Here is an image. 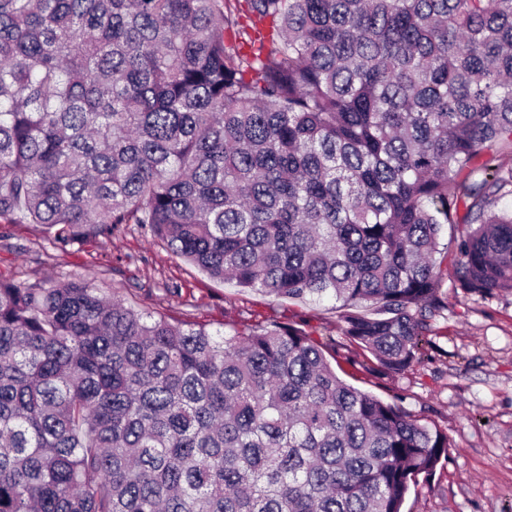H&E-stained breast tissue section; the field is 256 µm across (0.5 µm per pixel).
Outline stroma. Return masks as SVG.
<instances>
[{"mask_svg": "<svg viewBox=\"0 0 512 512\" xmlns=\"http://www.w3.org/2000/svg\"><path fill=\"white\" fill-rule=\"evenodd\" d=\"M0 278L26 284L91 278L105 296L208 330L294 323L324 349L341 341L330 299L277 298L212 279L134 224L62 245L37 224L0 221ZM448 304L423 355L380 376L357 350L335 365L345 380L447 433L448 458L412 488L405 512H512V293H464L445 279Z\"/></svg>", "mask_w": 512, "mask_h": 512, "instance_id": "obj_1", "label": "stroma"}]
</instances>
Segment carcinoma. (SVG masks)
Listing matches in <instances>:
<instances>
[{
	"mask_svg": "<svg viewBox=\"0 0 512 512\" xmlns=\"http://www.w3.org/2000/svg\"><path fill=\"white\" fill-rule=\"evenodd\" d=\"M506 154L512 0H0V221L332 299L385 375L448 267L512 293ZM450 447L290 323L0 280V512H402Z\"/></svg>",
	"mask_w": 512,
	"mask_h": 512,
	"instance_id": "obj_1",
	"label": "carcinoma"
}]
</instances>
